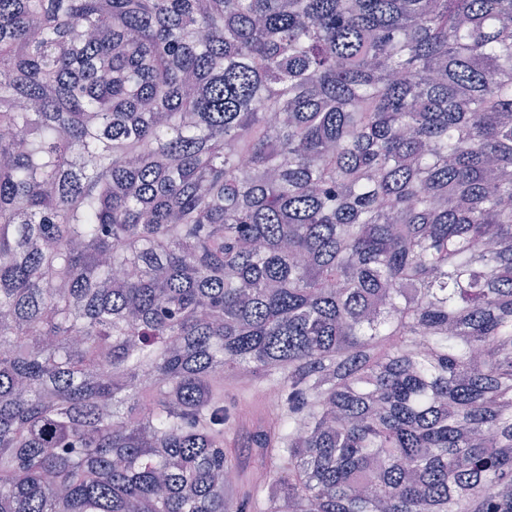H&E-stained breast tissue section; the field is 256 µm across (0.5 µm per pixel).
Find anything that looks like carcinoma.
<instances>
[{
	"label": "carcinoma",
	"mask_w": 512,
	"mask_h": 512,
	"mask_svg": "<svg viewBox=\"0 0 512 512\" xmlns=\"http://www.w3.org/2000/svg\"><path fill=\"white\" fill-rule=\"evenodd\" d=\"M0 512H512V0H0ZM224 393L227 401L234 405L247 406L244 404L243 398L250 401L259 410L264 409V403L268 405L272 403L264 399L263 393L258 388L243 391L234 382H224Z\"/></svg>",
	"instance_id": "obj_1"
}]
</instances>
